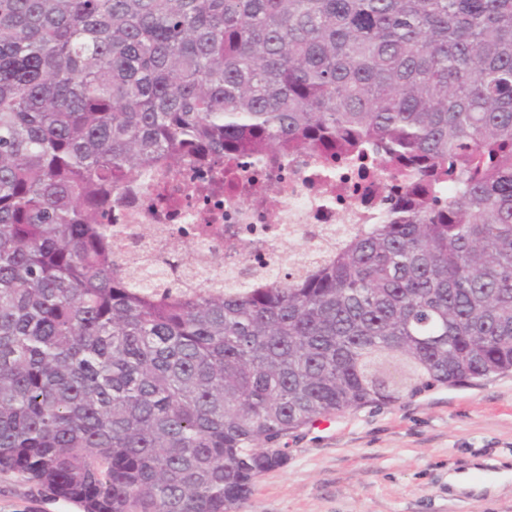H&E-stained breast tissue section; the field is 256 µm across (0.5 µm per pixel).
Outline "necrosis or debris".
Wrapping results in <instances>:
<instances>
[{"label": "necrosis or debris", "mask_w": 512, "mask_h": 512, "mask_svg": "<svg viewBox=\"0 0 512 512\" xmlns=\"http://www.w3.org/2000/svg\"><path fill=\"white\" fill-rule=\"evenodd\" d=\"M215 166L224 172L223 185L201 192L194 166L147 172L113 195V223L131 234L157 224L182 239L194 237L197 224L222 227L225 239L251 244L246 252H225V280L247 272L256 287L286 266L289 242L327 257L340 243L325 236L327 226L342 222L357 233L381 223L388 192L400 186L378 161L339 163L308 150L236 153L217 158Z\"/></svg>", "instance_id": "4bbe7bcc"}]
</instances>
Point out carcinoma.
I'll return each instance as SVG.
<instances>
[{
    "label": "carcinoma",
    "instance_id": "obj_1",
    "mask_svg": "<svg viewBox=\"0 0 512 512\" xmlns=\"http://www.w3.org/2000/svg\"><path fill=\"white\" fill-rule=\"evenodd\" d=\"M241 145L376 150L410 205L265 288L104 211ZM512 372V0H0V472L236 512L288 432ZM134 250H145L148 251L149 258L153 263L165 264L166 262H173L181 267L185 264L187 253L174 252L172 249L160 251L156 242L148 239H142L139 241L138 246Z\"/></svg>",
    "mask_w": 512,
    "mask_h": 512
}]
</instances>
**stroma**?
Wrapping results in <instances>:
<instances>
[{"mask_svg":"<svg viewBox=\"0 0 512 512\" xmlns=\"http://www.w3.org/2000/svg\"><path fill=\"white\" fill-rule=\"evenodd\" d=\"M240 512H512V374L368 404L291 431ZM464 474L469 486L449 484ZM0 512H80L0 473Z\"/></svg>","mask_w":512,"mask_h":512,"instance_id":"stroma-1","label":"stroma"}]
</instances>
